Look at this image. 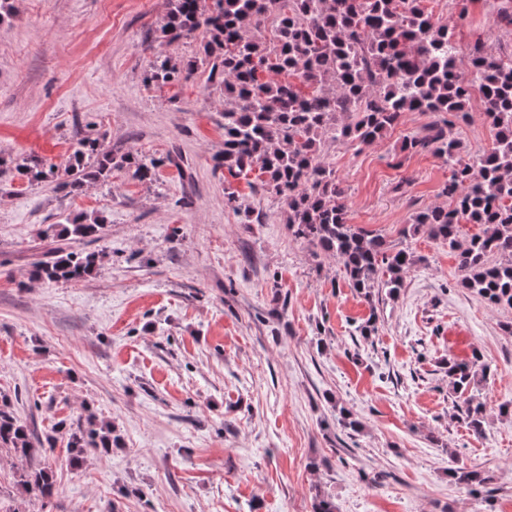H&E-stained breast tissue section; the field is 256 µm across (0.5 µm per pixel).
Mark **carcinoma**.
<instances>
[{
  "mask_svg": "<svg viewBox=\"0 0 512 512\" xmlns=\"http://www.w3.org/2000/svg\"><path fill=\"white\" fill-rule=\"evenodd\" d=\"M424 0H168L161 38L175 42L202 29L207 80L224 91V152L218 167L232 176H250L285 202V220L295 239L339 262L346 279L373 303L374 289L394 294L403 287L415 257L390 245L375 231L349 222L346 190L326 164L323 146L331 141L355 149L383 138L406 112H429L437 119L421 135L408 136L402 150L427 152L448 165L442 193L448 208H428L414 216L406 236L421 232L456 252L460 286L489 303L512 309V57L488 53L482 43L470 52L473 79L457 69L454 25L435 18ZM276 14L272 36L266 22ZM512 30V3L502 0L493 19ZM199 57L159 53L147 79L164 86L188 81ZM478 90L492 147L479 155L463 153L455 126L467 120ZM161 158L136 152L116 156L99 140L79 139L64 174L38 156L19 164L29 181L52 183L58 192L88 183H108L112 171L128 168L152 180ZM464 224L481 231L458 245ZM95 213L68 215L52 226L58 237L89 242L105 231ZM97 252L59 249L34 265L32 276L48 282L80 279L100 272ZM487 368L474 363L448 365L455 392L465 396L460 411L470 428L484 430L486 403L471 395ZM55 433L67 438L71 462L81 465L90 450L112 447V426L73 428L59 421ZM33 436L10 403L0 402V448L24 459L44 444ZM23 491L51 495L46 469L16 475Z\"/></svg>",
  "mask_w": 512,
  "mask_h": 512,
  "instance_id": "carcinoma-1",
  "label": "carcinoma"
}]
</instances>
